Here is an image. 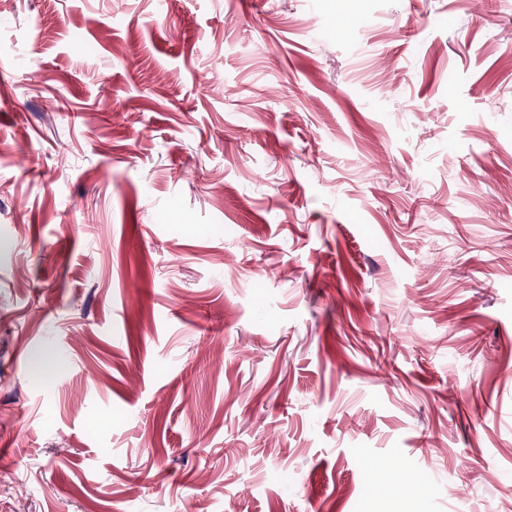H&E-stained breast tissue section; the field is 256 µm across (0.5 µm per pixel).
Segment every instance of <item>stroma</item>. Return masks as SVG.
<instances>
[{
    "mask_svg": "<svg viewBox=\"0 0 512 512\" xmlns=\"http://www.w3.org/2000/svg\"><path fill=\"white\" fill-rule=\"evenodd\" d=\"M0 442V512H512V0H8Z\"/></svg>",
    "mask_w": 512,
    "mask_h": 512,
    "instance_id": "stroma-1",
    "label": "stroma"
}]
</instances>
